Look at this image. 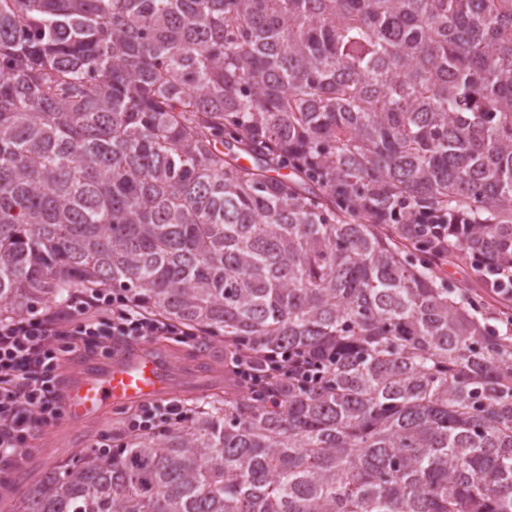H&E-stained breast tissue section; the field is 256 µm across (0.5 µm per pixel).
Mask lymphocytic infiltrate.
<instances>
[{
  "instance_id": "1",
  "label": "lymphocytic infiltrate",
  "mask_w": 512,
  "mask_h": 512,
  "mask_svg": "<svg viewBox=\"0 0 512 512\" xmlns=\"http://www.w3.org/2000/svg\"><path fill=\"white\" fill-rule=\"evenodd\" d=\"M77 337L102 347L112 337L189 339V331L136 307L120 292L71 297L51 314L0 322V468L25 456L35 426L55 424L63 415L55 348L61 337Z\"/></svg>"
}]
</instances>
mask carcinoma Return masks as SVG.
I'll list each match as a JSON object with an SVG mask.
<instances>
[{"instance_id":"obj_1","label":"carcinoma","mask_w":512,"mask_h":512,"mask_svg":"<svg viewBox=\"0 0 512 512\" xmlns=\"http://www.w3.org/2000/svg\"><path fill=\"white\" fill-rule=\"evenodd\" d=\"M113 289L310 376L11 512H512V0H0V320ZM444 273L452 284L465 285L470 292L479 297H483L488 302L490 308L496 307V296L492 292L491 288H477L478 287V276L468 266H454L447 265L444 267Z\"/></svg>"}]
</instances>
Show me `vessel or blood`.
<instances>
[{
  "label": "vessel or blood",
  "instance_id": "b4317fda",
  "mask_svg": "<svg viewBox=\"0 0 512 512\" xmlns=\"http://www.w3.org/2000/svg\"><path fill=\"white\" fill-rule=\"evenodd\" d=\"M196 385V372L176 366L152 342L117 341L108 362L74 361L62 387V407L78 426L112 408L167 399Z\"/></svg>",
  "mask_w": 512,
  "mask_h": 512
}]
</instances>
